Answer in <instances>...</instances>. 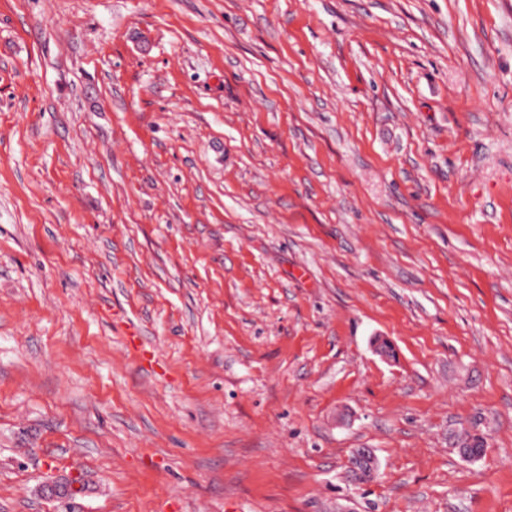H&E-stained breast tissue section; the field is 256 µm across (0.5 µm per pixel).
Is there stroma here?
I'll return each instance as SVG.
<instances>
[{
	"label": "stroma",
	"mask_w": 512,
	"mask_h": 512,
	"mask_svg": "<svg viewBox=\"0 0 512 512\" xmlns=\"http://www.w3.org/2000/svg\"><path fill=\"white\" fill-rule=\"evenodd\" d=\"M0 512H512V0H0Z\"/></svg>",
	"instance_id": "35a3bbf8"
}]
</instances>
